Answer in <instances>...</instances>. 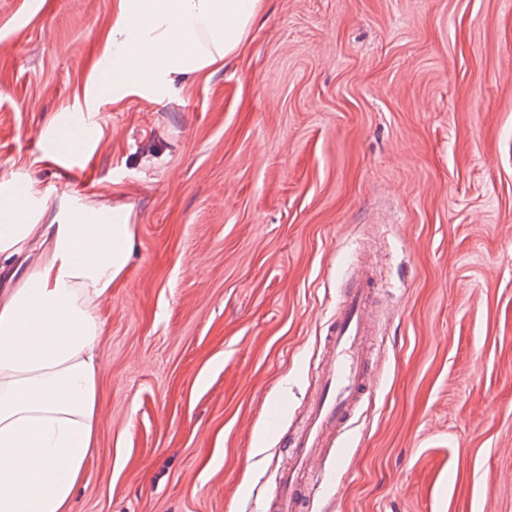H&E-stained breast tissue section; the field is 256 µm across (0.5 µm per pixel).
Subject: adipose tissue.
<instances>
[{"mask_svg": "<svg viewBox=\"0 0 512 512\" xmlns=\"http://www.w3.org/2000/svg\"><path fill=\"white\" fill-rule=\"evenodd\" d=\"M263 0H115L103 58L113 97L191 85L245 47ZM100 128L54 116L46 156L93 152ZM35 181L0 178V269L39 262L0 297V512H72L96 446L101 304L135 253L132 210L78 206L44 223Z\"/></svg>", "mask_w": 512, "mask_h": 512, "instance_id": "1", "label": "adipose tissue"}]
</instances>
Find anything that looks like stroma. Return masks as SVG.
Masks as SVG:
<instances>
[{
	"instance_id": "1",
	"label": "stroma",
	"mask_w": 512,
	"mask_h": 512,
	"mask_svg": "<svg viewBox=\"0 0 512 512\" xmlns=\"http://www.w3.org/2000/svg\"><path fill=\"white\" fill-rule=\"evenodd\" d=\"M113 0H0V176L132 208L73 512H269L343 277L375 394L306 512H512V0H267L246 49L113 100ZM90 157L44 158L59 113ZM100 128L89 126L80 115L54 116L43 136L46 156L58 160L72 154L93 152L101 140Z\"/></svg>"
}]
</instances>
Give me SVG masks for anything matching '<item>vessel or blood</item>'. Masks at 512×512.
Here are the masks:
<instances>
[{"label": "vessel or blood", "instance_id": "obj_1", "mask_svg": "<svg viewBox=\"0 0 512 512\" xmlns=\"http://www.w3.org/2000/svg\"><path fill=\"white\" fill-rule=\"evenodd\" d=\"M380 284L368 261H359L336 304L314 375L317 387L293 434L287 468L276 477L275 512H300L303 500L320 488L319 460L335 448L352 416L372 394L377 365L374 314Z\"/></svg>", "mask_w": 512, "mask_h": 512}]
</instances>
